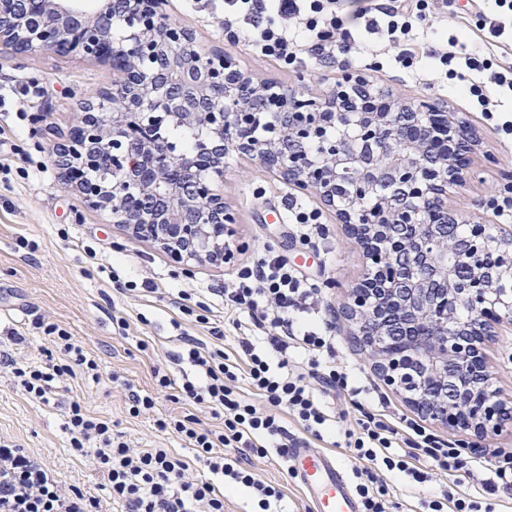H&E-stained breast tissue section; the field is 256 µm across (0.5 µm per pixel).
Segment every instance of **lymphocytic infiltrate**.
<instances>
[{"mask_svg": "<svg viewBox=\"0 0 512 512\" xmlns=\"http://www.w3.org/2000/svg\"><path fill=\"white\" fill-rule=\"evenodd\" d=\"M435 0H394L378 7L375 0H224V38L244 42L263 58L293 68L309 58L354 57L359 31L380 35L399 46L402 68H413L416 54L406 43L414 27L427 24ZM494 12H474V27L486 43L512 42V0H495ZM446 78L486 116H493L498 95L512 96V62L485 52L467 31L447 32L445 46L426 53ZM224 318L239 330L234 355L208 348L196 337L183 336L182 355L201 373V380L172 383L189 403L209 408L222 418L220 429L205 427L195 415L157 420L158 429H172L191 445L197 461L221 478V485L191 478L189 463L164 448L131 447L109 421L69 409L72 450L92 458L107 481L112 500L124 512H224V493L245 489L258 512H273L283 499L279 485L256 477L246 467L248 456L266 457L269 449L287 456L299 434L323 439L337 433L351 455L363 461L355 470V491L361 512H392L394 503L384 474H393L418 498L422 512H479L474 496L463 492L470 471L455 449L440 447L415 421L396 425L385 415L363 414L356 428L340 430L328 414L322 391L338 392L355 403L370 392L361 371L337 365L334 327L322 316L315 284L273 252L242 266L221 289ZM260 330L255 342L243 335L245 325ZM66 356L63 364L45 362L15 368L24 390L46 400L53 382L82 370L98 378L99 365L67 332L44 328ZM322 388H315V381ZM297 432H290L287 421ZM448 476V489L429 495L430 468ZM99 503L79 488L39 469L22 449L0 445V512H98Z\"/></svg>", "mask_w": 512, "mask_h": 512, "instance_id": "1", "label": "lymphocytic infiltrate"}]
</instances>
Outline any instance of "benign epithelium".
<instances>
[{"label": "benign epithelium", "instance_id": "7a95c632", "mask_svg": "<svg viewBox=\"0 0 512 512\" xmlns=\"http://www.w3.org/2000/svg\"><path fill=\"white\" fill-rule=\"evenodd\" d=\"M19 2L21 10L0 0L1 49L112 70V84L83 99L55 150L64 184L88 207L179 262L224 263L232 224L219 185L224 157L259 160L335 209L362 249L367 272L342 313L383 381L410 390L420 414L452 430L498 429L507 405L490 389L485 345L499 325L491 309L512 314V225L491 234L448 209V188L463 184L477 146L465 115L399 103L358 76L322 97L276 91L166 22L164 0H100L93 12L73 0ZM172 122L199 134L197 155L167 143ZM104 157L111 177L98 180L91 172ZM345 178L354 186L347 202L336 193ZM464 222L467 234L448 237L447 225ZM493 241L505 253L490 267ZM393 335L407 347L386 344Z\"/></svg>", "mask_w": 512, "mask_h": 512}]
</instances>
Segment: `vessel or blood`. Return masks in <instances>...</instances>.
Wrapping results in <instances>:
<instances>
[{"label":"vessel or blood","instance_id":"obj_1","mask_svg":"<svg viewBox=\"0 0 512 512\" xmlns=\"http://www.w3.org/2000/svg\"><path fill=\"white\" fill-rule=\"evenodd\" d=\"M290 458L315 512H359V500L336 458L310 447L291 449Z\"/></svg>","mask_w":512,"mask_h":512}]
</instances>
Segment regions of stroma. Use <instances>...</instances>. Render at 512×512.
I'll use <instances>...</instances> for the list:
<instances>
[{
    "mask_svg": "<svg viewBox=\"0 0 512 512\" xmlns=\"http://www.w3.org/2000/svg\"><path fill=\"white\" fill-rule=\"evenodd\" d=\"M169 22L191 28L202 48H220L242 68L259 77L297 90L318 93L359 72L356 63L311 60L300 71L282 69L255 55L245 43L224 40V0H168ZM362 40L381 53L385 67L368 72L375 86L401 102L424 101L467 114L479 137L467 181L448 192V204L462 216L480 214L500 223L485 202L512 181V135L496 121L447 86L443 75L421 66L409 73L395 62L397 48L377 35L362 33ZM112 76L107 66L94 61L61 57L49 52L21 56L0 53V157L11 158L10 170L0 172V441L24 451L53 469L63 480L79 485L110 512L112 501L101 472L91 460L75 456L66 429L72 403L89 414L112 422L115 430L142 448H168L191 463V475L210 479L196 463L194 452L177 434L159 431L158 419L195 414L216 426L209 409L180 398L175 384L196 378L181 350L173 321L180 312L171 300L183 291L217 304L216 289L229 282L241 264L258 252L271 249L301 271L318 290L328 320L336 330V361L365 371L368 382L386 402L392 418H415L403 396L384 385L371 368L366 352L355 343L341 318L345 295L365 273L361 250L351 242L331 210L321 209L311 194L289 186L257 162L229 153L224 160V203L233 216L228 243L233 252L226 263H183L153 243L131 240L109 217L87 207L65 187L54 163L57 135L67 134L78 116L83 97L106 86ZM28 177H21V170ZM298 200L322 211L323 227L311 241L300 239L292 224L278 222L275 214ZM97 251L88 261L84 248ZM119 269L136 281H150L167 296L117 293L110 278ZM53 323L73 336L99 364L100 377H63L49 402L29 396L18 384L13 364L38 363L46 356L42 324ZM491 384L504 400H512V323L502 322L486 349ZM167 374L170 387H161L157 373ZM150 395L152 409L132 416L128 394ZM438 440L457 448L472 470L467 489L491 512H512V494L486 492L488 473L483 462H495L512 452V419L497 431L477 435L428 423ZM264 480L280 484L282 512H312L300 481L287 473L276 451L252 458Z\"/></svg>",
    "mask_w": 512,
    "mask_h": 512,
    "instance_id": "1",
    "label": "stroma"
}]
</instances>
